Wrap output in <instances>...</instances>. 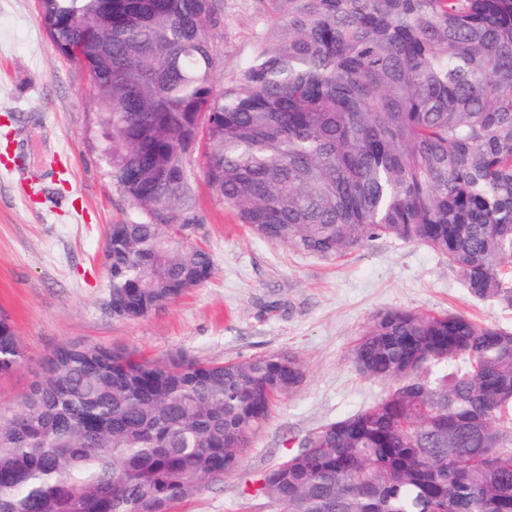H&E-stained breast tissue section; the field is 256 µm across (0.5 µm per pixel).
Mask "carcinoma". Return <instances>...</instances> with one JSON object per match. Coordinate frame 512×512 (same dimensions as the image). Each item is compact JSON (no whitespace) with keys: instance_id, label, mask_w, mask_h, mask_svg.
<instances>
[{"instance_id":"obj_1","label":"carcinoma","mask_w":512,"mask_h":512,"mask_svg":"<svg viewBox=\"0 0 512 512\" xmlns=\"http://www.w3.org/2000/svg\"><path fill=\"white\" fill-rule=\"evenodd\" d=\"M276 34L219 92L224 0H38L86 71L102 157L137 218L109 225L112 317L204 284L192 160L257 237L335 258L423 244L512 308V0H283ZM112 30L88 56L86 26ZM388 392L309 431L259 479L280 512H512V331L388 310L352 349ZM22 364L0 317V375ZM301 358L156 362L63 345L0 412V512H171L240 467Z\"/></svg>"}]
</instances>
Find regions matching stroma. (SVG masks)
<instances>
[{
	"mask_svg": "<svg viewBox=\"0 0 512 512\" xmlns=\"http://www.w3.org/2000/svg\"><path fill=\"white\" fill-rule=\"evenodd\" d=\"M286 10L281 0H224L217 86L260 48ZM84 69L59 54L38 0H0V316L13 324L21 368L0 378V410H14L42 360L78 343L165 361L222 362L297 353L304 384L279 398L237 471L172 512H279L245 487L320 424L383 394L351 352L371 318L390 309L463 313L512 329V310L471 298L429 247L379 239L337 259L303 255L254 236L194 164L198 239L213 261L202 286L161 311L118 320L107 309L101 254L109 224L132 215L101 157Z\"/></svg>",
	"mask_w": 512,
	"mask_h": 512,
	"instance_id": "35a3bbf8",
	"label": "stroma"
}]
</instances>
